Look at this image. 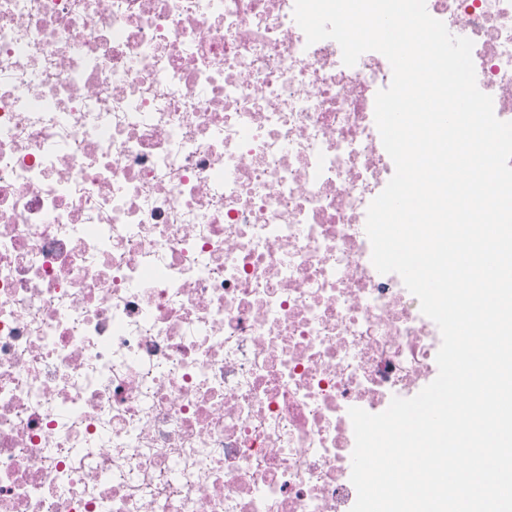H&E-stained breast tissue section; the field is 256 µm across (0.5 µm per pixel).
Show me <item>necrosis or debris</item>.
I'll use <instances>...</instances> for the list:
<instances>
[{"mask_svg": "<svg viewBox=\"0 0 512 512\" xmlns=\"http://www.w3.org/2000/svg\"><path fill=\"white\" fill-rule=\"evenodd\" d=\"M295 0H0V512H351L432 382L365 231L392 69ZM512 121V0H426Z\"/></svg>", "mask_w": 512, "mask_h": 512, "instance_id": "1", "label": "necrosis or debris"}]
</instances>
